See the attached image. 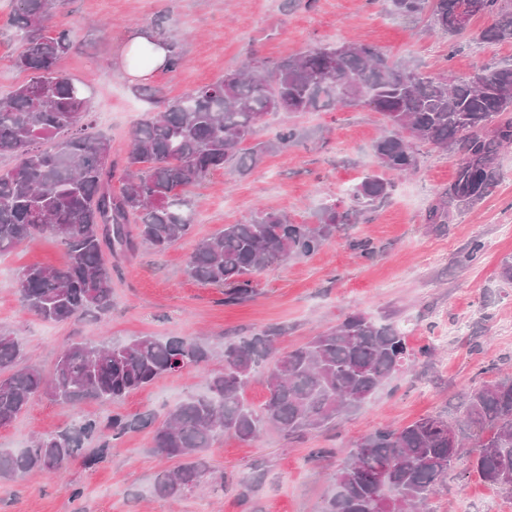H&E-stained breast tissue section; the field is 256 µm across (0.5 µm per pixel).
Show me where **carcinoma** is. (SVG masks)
I'll return each instance as SVG.
<instances>
[{
    "instance_id": "cac0c4a2",
    "label": "carcinoma",
    "mask_w": 512,
    "mask_h": 512,
    "mask_svg": "<svg viewBox=\"0 0 512 512\" xmlns=\"http://www.w3.org/2000/svg\"><path fill=\"white\" fill-rule=\"evenodd\" d=\"M14 2V27L23 42L15 65L29 79L0 101V158L14 159L12 166L0 167V254L44 234L65 247V266L33 265L17 274L22 307L45 322L108 314L107 257L120 261L142 246L165 252L189 234L190 190L210 173L232 164L243 174L296 143L300 131L284 125L273 138L246 146L270 112H331L365 101L384 120L373 145L382 172L367 173L350 187L348 210L327 203L314 224L255 210L199 241L188 259L190 277L231 287L232 301L253 294V276L260 270L316 254L343 225L375 212L395 188L385 173L416 170L419 143L457 156L453 180L427 212L434 231L447 227L453 210L483 201L501 181L498 158L512 145V64L486 65L450 81L427 76L409 61H391L363 41L319 43L270 66L250 56L240 68L145 115L127 151L114 155L112 140L89 130L91 89L59 67L74 46L72 30L60 23L53 35L44 33L62 0ZM462 2L390 0V6L404 19L427 14L435 28L460 37L469 33L454 21ZM480 4L479 15L491 23L479 40L512 42V0ZM153 33L169 51L165 68H179L176 40L159 26ZM115 180L121 183L117 190ZM277 338V331L264 329L224 344V370L207 374L204 391L176 404L153 429L154 453L178 461L157 475L154 495L179 499L210 479L206 456L221 436L254 443L270 429L293 435L362 406L411 356L397 327L364 314L349 316L297 348L280 349ZM212 357L209 346L188 336L80 340L67 343L46 371L27 361L21 337L0 330V426L19 417L38 393L78 408L122 398L164 375L203 369ZM260 371L267 396L254 408L244 393ZM150 423L145 416L114 414L105 422L87 416L25 448H0V483L56 474L91 442L118 439ZM473 428L478 455L470 466L484 483L512 494V376L505 375L473 389L458 418L427 416L369 433L349 451L319 512H364L373 496L379 512L427 505L448 470L463 459L448 432L461 440ZM386 465L383 488H371L368 479Z\"/></svg>"
}]
</instances>
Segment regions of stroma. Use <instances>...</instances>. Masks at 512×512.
Segmentation results:
<instances>
[{
  "label": "stroma",
  "instance_id": "obj_1",
  "mask_svg": "<svg viewBox=\"0 0 512 512\" xmlns=\"http://www.w3.org/2000/svg\"><path fill=\"white\" fill-rule=\"evenodd\" d=\"M13 0H0V100L27 80L14 60L21 44L10 24ZM63 22L75 47L61 69L93 91L90 117L123 153L149 102L123 72L120 50L130 38L159 23L180 44L185 63L146 78L169 99L181 97L236 69L248 56L274 63L318 43L359 36L392 59L414 62L427 74L465 77L488 64L512 61V43L486 44L475 18L470 36L453 39L427 18L402 19L387 0H64ZM302 138L266 156L252 172H212L195 190L190 234L161 254L143 251L112 269V313L73 325L48 324L24 311L15 275L31 265L59 267L67 255L52 236L0 255V326L14 331L27 353L51 367L71 338L126 342L153 335L193 336L214 347L269 326L282 328L279 347L294 348L319 331L362 313L398 326L412 350L411 367L387 380L362 407L327 427L299 437L271 430L259 442L221 438L208 453L225 490L201 484L178 501L153 495L154 479L169 460L150 450V428L127 434L96 462L78 457L51 478L0 484V512H317L352 444L383 425L419 418L459 416L466 395L480 384L512 374V284L499 267L512 256V148L499 157L495 192L473 208L454 212L444 232L431 231L426 214L438 188L455 172L452 155L422 146L414 174L397 179L389 202L368 220L345 225L321 251L290 258L260 271L255 292L230 303L223 289L203 285L187 272L200 239L240 222L256 207L312 224L322 204L346 210L348 185L379 171L373 144L382 117L364 103L333 112L268 115L253 136L262 142L283 125ZM483 251L468 258L473 240ZM371 241L372 258L353 242ZM204 374L182 371L157 379L113 404L79 409L50 397H33L27 411L0 426V448L26 447L35 435L72 427L91 414L148 415L162 420L169 407L198 393ZM260 475L248 495L238 479ZM425 512H512V496L481 482L468 464L456 465Z\"/></svg>",
  "mask_w": 512,
  "mask_h": 512
}]
</instances>
